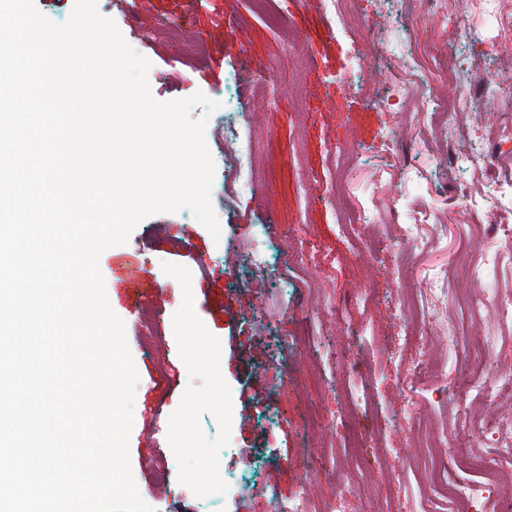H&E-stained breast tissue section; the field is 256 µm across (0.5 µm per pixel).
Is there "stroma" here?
Listing matches in <instances>:
<instances>
[{"mask_svg": "<svg viewBox=\"0 0 512 512\" xmlns=\"http://www.w3.org/2000/svg\"><path fill=\"white\" fill-rule=\"evenodd\" d=\"M356 3L361 22L343 30L333 0H97L150 61L156 100L200 91L222 104L205 132L220 239L182 210L143 219L100 256L139 375L130 465L154 512H292L300 502L308 512H418L413 431L422 423L447 431V459L479 455L512 469L494 441L471 433L476 418L512 417V388L488 405L464 398L444 344L457 312L450 297L469 293L485 315L468 328L495 345L489 378L512 371V324L497 315L512 301V267L481 280L433 278L460 251H496L512 226V214L472 213L460 198L479 196L486 176L512 178V143L489 172L457 165L451 151L459 142L487 153L486 131L512 115L478 108L457 129L437 128L402 97L411 83L452 96L451 52L473 91L486 70L511 74L512 11L496 19L457 0L452 29L446 10L423 13L420 0ZM386 7L395 23L377 40L372 26ZM419 17L437 54L418 53L409 73L385 47L402 44ZM474 30L488 37L480 67L470 63ZM357 53L389 106L347 83ZM263 95L267 108L250 111ZM228 122L252 144L255 190L224 181ZM342 142L362 153L351 201L374 218L350 233L330 195L331 149ZM412 223L410 239L403 227ZM292 244L304 247L302 264L289 263ZM400 268L412 270L430 313L416 327L413 358L398 357L391 342L404 329ZM342 346L355 367L337 357ZM437 366L440 384L427 385L424 371Z\"/></svg>", "mask_w": 512, "mask_h": 512, "instance_id": "35a3bbf8", "label": "stroma"}]
</instances>
